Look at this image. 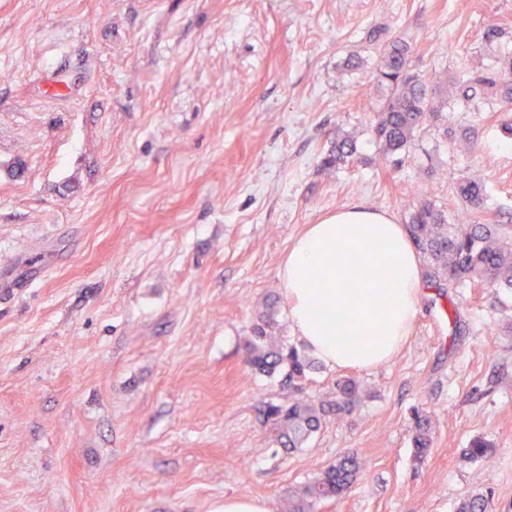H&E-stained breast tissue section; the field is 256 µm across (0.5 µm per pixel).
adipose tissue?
<instances>
[{"label": "adipose tissue", "instance_id": "adipose-tissue-1", "mask_svg": "<svg viewBox=\"0 0 512 512\" xmlns=\"http://www.w3.org/2000/svg\"><path fill=\"white\" fill-rule=\"evenodd\" d=\"M364 255L360 288H343L345 257ZM279 277L295 337L328 368L368 369L409 338L426 286L406 225L362 205L311 225L289 248Z\"/></svg>", "mask_w": 512, "mask_h": 512}]
</instances>
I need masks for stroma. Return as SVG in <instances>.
<instances>
[{"mask_svg":"<svg viewBox=\"0 0 512 512\" xmlns=\"http://www.w3.org/2000/svg\"><path fill=\"white\" fill-rule=\"evenodd\" d=\"M393 39L424 78L500 69L512 0H0V512L273 508L352 454L365 469L317 512H457L477 493L512 512V293L428 289L389 361L314 364L305 394L348 373L371 396L290 453L262 415L288 390L245 362L267 296L291 336L278 270L328 214L403 223L430 201L465 223L468 175L479 220L512 226V114L459 107L400 163L379 155L373 49ZM344 134L354 160L324 167ZM478 438L493 452L473 461ZM485 186L472 177H463L455 186V194L463 202L474 208H479L483 202ZM414 437L413 445L415 454L424 457L429 454L433 445L434 424L432 416L424 411L417 410L412 414ZM267 503L255 497H228L224 500V507L219 512H269Z\"/></svg>","mask_w":512,"mask_h":512,"instance_id":"35a3bbf8","label":"stroma"}]
</instances>
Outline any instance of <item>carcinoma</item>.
Segmentation results:
<instances>
[{
  "instance_id": "cac0c4a2",
  "label": "carcinoma",
  "mask_w": 512,
  "mask_h": 512,
  "mask_svg": "<svg viewBox=\"0 0 512 512\" xmlns=\"http://www.w3.org/2000/svg\"><path fill=\"white\" fill-rule=\"evenodd\" d=\"M374 83L382 91L380 106L372 126L379 153L391 158L409 150L423 126L448 107L452 101L468 106L496 97V104L512 107V77L494 71L475 75L461 84H452L448 96L439 97L428 89L425 80L412 72L410 46L391 40L379 47V64ZM357 153L356 140L350 136L336 139L324 157L327 166H339ZM485 186L472 177H464L455 186V194L469 206L483 202ZM408 229L418 250L428 260L426 279L436 288L447 283L489 285L512 290V227L502 224H450L445 211L424 201L408 214ZM277 301H265L244 343L248 364L259 374L279 377L293 396L285 404L268 403L263 410L269 435L282 449L291 452L304 447L319 432L325 419L351 413L364 396L361 385L352 377L336 380L334 390L318 402L302 395V384L312 362L296 346L288 344L275 331ZM415 454L424 457L433 445L432 416L417 410L412 414ZM355 456H342L313 480L288 488L280 512H316L319 503L343 494L361 472ZM490 499L476 494L463 500L458 512H489Z\"/></svg>"
}]
</instances>
